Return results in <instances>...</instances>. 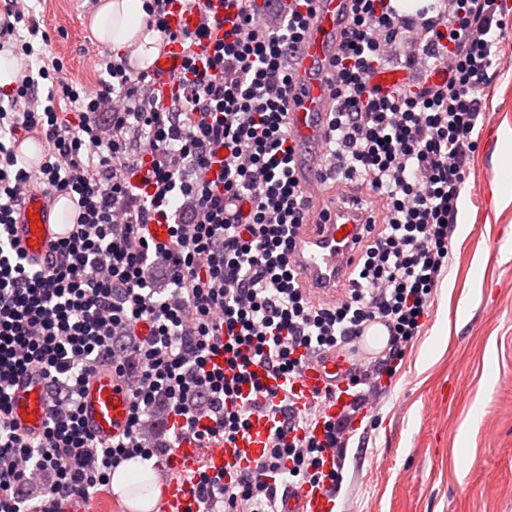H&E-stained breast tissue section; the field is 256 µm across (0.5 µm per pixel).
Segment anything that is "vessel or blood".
<instances>
[{
	"label": "vessel or blood",
	"instance_id": "b4317fda",
	"mask_svg": "<svg viewBox=\"0 0 512 512\" xmlns=\"http://www.w3.org/2000/svg\"><path fill=\"white\" fill-rule=\"evenodd\" d=\"M314 9L315 16L294 65L289 99V131L304 147L295 158V170L299 181L306 186L315 184L319 173V161L309 147L323 141L327 131L331 102L329 63L343 38L350 2L315 0ZM183 61V48L178 42L168 44L155 59L153 68L161 80L164 96L176 93L177 87L169 83L168 75L171 70L181 68ZM59 200V195L39 191L26 196L18 235L30 258H41L51 242L63 237L64 225L53 219ZM35 216L41 221L37 228L31 222ZM368 222L363 198L348 196L317 207L309 224L303 225L295 250L296 269L314 299L330 302L341 298L340 285L354 269L352 259ZM387 333L383 322L373 321L363 326L355 350L326 355L304 367L291 380L270 377L261 369L256 375L265 387L272 389L291 383L297 408L309 407L317 404L316 397L325 387L342 386L357 358L376 356ZM131 401L128 386L111 369H96L81 393L82 416L87 428L105 443L120 437L126 429ZM46 413L47 398L40 377H29L13 390L11 415L22 431L39 435L45 426ZM275 422L272 413L254 414L246 432L237 435L233 442L218 439L205 448L193 439H185L162 461L163 468L171 475L164 491L163 512H196L186 475L195 476L202 471L210 475L236 474L254 468L266 451ZM330 508V496L324 488L308 485L288 489L282 502V512H330Z\"/></svg>",
	"mask_w": 512,
	"mask_h": 512
}]
</instances>
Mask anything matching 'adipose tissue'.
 Returning a JSON list of instances; mask_svg holds the SVG:
<instances>
[{
    "instance_id": "obj_1",
    "label": "adipose tissue",
    "mask_w": 512,
    "mask_h": 512,
    "mask_svg": "<svg viewBox=\"0 0 512 512\" xmlns=\"http://www.w3.org/2000/svg\"><path fill=\"white\" fill-rule=\"evenodd\" d=\"M145 18L142 0H98L90 29L99 44L144 68L158 54L157 35L146 30ZM112 492L131 512H153L159 489L150 461L138 457L124 461L112 474Z\"/></svg>"
}]
</instances>
